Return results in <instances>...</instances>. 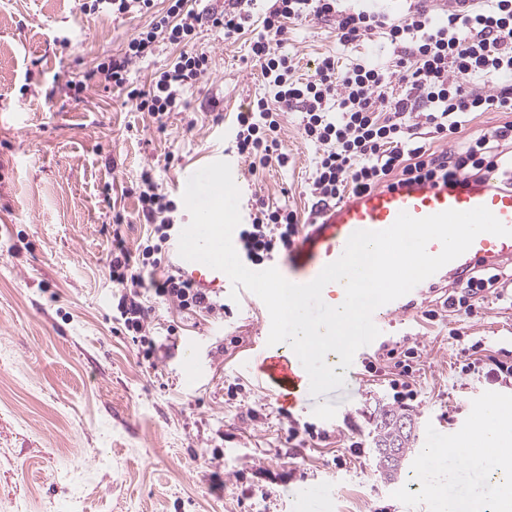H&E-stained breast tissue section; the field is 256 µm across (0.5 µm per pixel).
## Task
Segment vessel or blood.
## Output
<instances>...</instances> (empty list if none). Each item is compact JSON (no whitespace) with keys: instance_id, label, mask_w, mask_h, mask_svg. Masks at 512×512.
Listing matches in <instances>:
<instances>
[{"instance_id":"1","label":"vessel or blood","mask_w":512,"mask_h":512,"mask_svg":"<svg viewBox=\"0 0 512 512\" xmlns=\"http://www.w3.org/2000/svg\"><path fill=\"white\" fill-rule=\"evenodd\" d=\"M498 181L497 170L490 169L478 181L461 177L451 183L413 182L395 190L379 187L351 197L327 208L305 224L298 247L288 258L275 257L270 264L290 282L308 283L342 255L353 232L387 229L403 212L422 218L448 209L467 211L484 206L506 227L512 228V188L499 187ZM480 261L512 263V235H478L464 254L427 278L425 286L452 279ZM171 267L182 279L212 297H223L225 288L231 285L225 273L199 262L184 260L176 252L171 255ZM423 288L415 287L413 292L374 312L373 322L380 332H387L395 317L408 312ZM257 350L260 367L279 396L291 405H299L309 394V377L295 353L282 348L270 349L262 344Z\"/></svg>"}]
</instances>
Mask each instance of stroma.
Segmentation results:
<instances>
[{
  "label": "stroma",
  "instance_id": "35a3bbf8",
  "mask_svg": "<svg viewBox=\"0 0 512 512\" xmlns=\"http://www.w3.org/2000/svg\"><path fill=\"white\" fill-rule=\"evenodd\" d=\"M83 0H0V512H437L429 494L406 493L375 468V411L386 408L384 372L287 410L250 361L268 311L259 297L231 302L220 323L148 296L150 334L177 346L156 361L113 317L112 236L145 238L138 213L142 170L177 199L175 185L229 145L236 112L267 95L247 61V37L202 26L208 74L158 131L126 93L86 84L148 16L87 15ZM285 51L310 78L337 53L332 23L290 27ZM285 114L288 167L239 174L245 204H289L308 217L315 149ZM419 298L388 329L389 345L416 347L418 397L408 413L414 471L434 434L471 430L477 405L512 413V384L461 371L475 340L512 357V306L478 316L425 317ZM327 440H289V428Z\"/></svg>",
  "mask_w": 512,
  "mask_h": 512
}]
</instances>
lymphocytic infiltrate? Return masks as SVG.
<instances>
[{
	"mask_svg": "<svg viewBox=\"0 0 512 512\" xmlns=\"http://www.w3.org/2000/svg\"><path fill=\"white\" fill-rule=\"evenodd\" d=\"M154 2L84 0L87 15L152 16L150 24L128 40L121 56L98 63L85 78L124 90L136 111L148 113L163 131L171 113L181 107L184 89L209 70L207 53L196 46L197 28L207 22L223 30L225 39L235 40L245 34L250 14L241 0L208 15L190 9L188 0H168L161 12ZM340 2L270 0L260 30L250 36L249 56L273 95L237 112L231 129L233 146L249 172L260 176L269 168L287 166L281 118L294 110L300 114L302 140L316 149L311 184L315 209L379 186L394 189L413 180L478 178L489 168L498 169L502 183L512 185V0H455L441 24L424 0H417L396 21L376 11L341 8ZM310 19L332 22L336 43L345 51L386 40L393 48L389 65L366 58L343 64L326 55L313 78H296L297 63L281 45L289 25ZM167 44L178 48V55L156 71L148 85L130 83V66ZM489 82L495 84V93L485 91ZM476 112H499L506 119L462 138L469 116ZM435 138L449 140V149H433ZM138 203L149 231L136 250L117 244L110 276L119 290L118 320L150 359L159 348L147 334L146 295L213 320L223 319L230 309L171 270V214L176 205L159 189L151 170L140 174ZM302 229L296 210L256 199L248 222L238 227L237 252L249 266H261L288 251ZM491 295L512 304L501 270L480 263L465 277L452 279L440 307L428 310L427 316L451 312L469 318ZM417 356L411 347H387L377 355L393 365L388 380L393 405L402 408L417 398L411 382Z\"/></svg>",
	"mask_w": 512,
	"mask_h": 512,
	"instance_id": "lymphocytic-infiltrate-1",
	"label": "lymphocytic infiltrate"
}]
</instances>
